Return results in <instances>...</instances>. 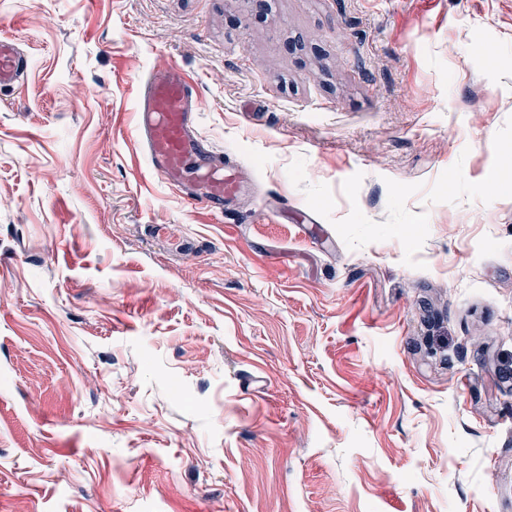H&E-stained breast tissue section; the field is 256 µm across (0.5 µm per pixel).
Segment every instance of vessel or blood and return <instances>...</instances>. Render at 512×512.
<instances>
[{
	"label": "vessel or blood",
	"mask_w": 512,
	"mask_h": 512,
	"mask_svg": "<svg viewBox=\"0 0 512 512\" xmlns=\"http://www.w3.org/2000/svg\"><path fill=\"white\" fill-rule=\"evenodd\" d=\"M23 74L16 42L0 36V88L18 83ZM135 108V131L152 171L183 198L223 213L243 184L237 167L212 152L199 135L198 99L180 68L171 65L143 80Z\"/></svg>",
	"instance_id": "b4317fda"
}]
</instances>
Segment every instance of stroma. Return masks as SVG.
Returning a JSON list of instances; mask_svg holds the SVG:
<instances>
[{
	"mask_svg": "<svg viewBox=\"0 0 512 512\" xmlns=\"http://www.w3.org/2000/svg\"><path fill=\"white\" fill-rule=\"evenodd\" d=\"M0 512H512V0H0ZM177 65L240 169L147 165ZM24 74V64L16 42L0 36V89L18 83ZM135 132L152 171L191 203L222 214L243 191L238 168L212 152L196 128L199 109L193 88L179 67L149 75L135 99Z\"/></svg>",
	"mask_w": 512,
	"mask_h": 512,
	"instance_id": "35a3bbf8",
	"label": "stroma"
}]
</instances>
